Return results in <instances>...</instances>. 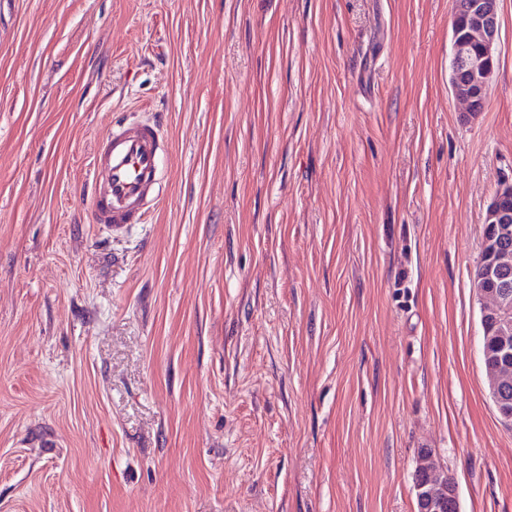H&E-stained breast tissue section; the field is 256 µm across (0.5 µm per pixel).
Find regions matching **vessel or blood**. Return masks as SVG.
Instances as JSON below:
<instances>
[{"mask_svg":"<svg viewBox=\"0 0 512 512\" xmlns=\"http://www.w3.org/2000/svg\"><path fill=\"white\" fill-rule=\"evenodd\" d=\"M163 152L159 120L132 112L114 120L91 161V223L116 237L127 225L147 223L160 193Z\"/></svg>","mask_w":512,"mask_h":512,"instance_id":"1","label":"vessel or blood"}]
</instances>
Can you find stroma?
Segmentation results:
<instances>
[{"label":"stroma","mask_w":512,"mask_h":512,"mask_svg":"<svg viewBox=\"0 0 512 512\" xmlns=\"http://www.w3.org/2000/svg\"><path fill=\"white\" fill-rule=\"evenodd\" d=\"M453 0H0V512H512L471 273L512 180V0L483 112ZM161 117L148 223H89ZM162 124L134 112L112 121L90 167L92 224L122 235L128 224L148 222L161 186ZM428 453L431 452L425 451L421 454L413 474L415 476V487L421 488L416 491L419 508L423 504L427 508L434 509L432 512H459V496L453 477L444 473L445 480L438 490H434L428 485V480L422 472V463ZM427 508H424L423 512L428 511Z\"/></svg>","instance_id":"35a3bbf8"}]
</instances>
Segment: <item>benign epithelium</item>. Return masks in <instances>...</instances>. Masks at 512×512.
Here are the masks:
<instances>
[{"label": "benign epithelium", "mask_w": 512, "mask_h": 512, "mask_svg": "<svg viewBox=\"0 0 512 512\" xmlns=\"http://www.w3.org/2000/svg\"><path fill=\"white\" fill-rule=\"evenodd\" d=\"M454 17L476 30L469 42L453 33L452 91L461 112L474 114L484 109L490 80L496 67L495 46L500 37V0H458ZM512 224V182L503 181L487 208L484 232L494 236L500 225Z\"/></svg>", "instance_id": "1"}]
</instances>
